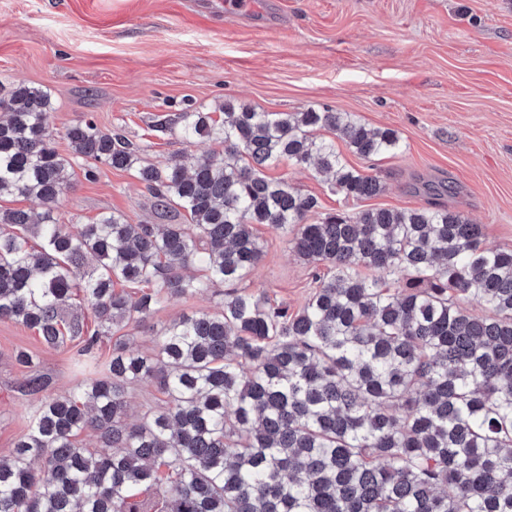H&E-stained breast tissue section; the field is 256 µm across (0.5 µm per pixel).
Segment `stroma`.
<instances>
[{
  "label": "stroma",
  "instance_id": "obj_1",
  "mask_svg": "<svg viewBox=\"0 0 512 512\" xmlns=\"http://www.w3.org/2000/svg\"><path fill=\"white\" fill-rule=\"evenodd\" d=\"M225 0H0V82L48 89L51 131L84 115L106 132L146 145L162 166L191 149L156 131L191 106L220 118L227 101L272 112L332 109L394 130L403 148L365 160L337 142L348 166L378 177L381 194L345 199L326 177L282 163L273 169L320 212L426 206V185L452 182L438 203L482 225L486 247L512 249V0H256L250 15ZM95 169L87 180L86 169ZM71 187L57 215L70 230L119 212L154 220L152 199L133 172L73 158ZM264 256L239 290L299 309L312 269L286 234L259 226ZM223 288L172 298L136 332L152 353L158 332L180 316L220 310ZM28 349L36 371L61 395L85 376L71 345L50 348L14 321H0V458L26 433L33 405L18 386Z\"/></svg>",
  "mask_w": 512,
  "mask_h": 512
}]
</instances>
